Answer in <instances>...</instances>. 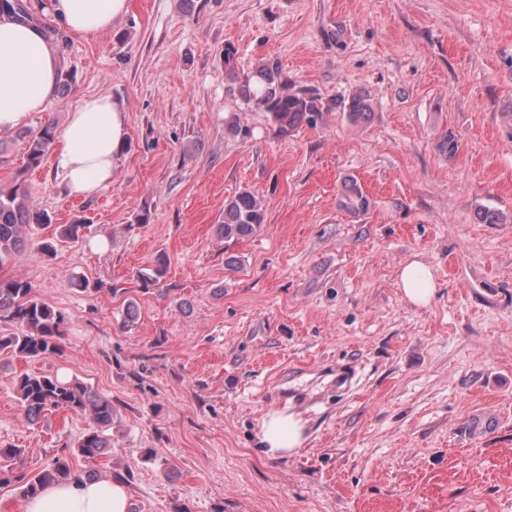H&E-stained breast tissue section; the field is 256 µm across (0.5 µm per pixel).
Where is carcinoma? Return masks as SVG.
Instances as JSON below:
<instances>
[{
  "label": "carcinoma",
  "mask_w": 512,
  "mask_h": 512,
  "mask_svg": "<svg viewBox=\"0 0 512 512\" xmlns=\"http://www.w3.org/2000/svg\"><path fill=\"white\" fill-rule=\"evenodd\" d=\"M235 55L232 46L224 48V67L236 85L238 97L245 104L266 112L269 121L282 135H289L304 125H317L323 114L339 106L353 124L364 123L371 116V99L362 91L334 103L310 89L295 88L275 59H263L248 72L240 73ZM56 133L57 126L52 122L44 123L36 131L20 129L15 133V137L25 143V163L20 173L43 165L56 141ZM341 206L358 217L368 211L370 199L363 188L351 180L344 184ZM265 215L264 196L245 188L224 202V215L217 225V232L224 238L225 245L235 244L256 234L264 224ZM49 223L50 214L31 201L23 182L1 184L0 266L25 249L33 229ZM85 228L83 219L62 225L59 237L37 244V253L53 255L57 242H76L83 236ZM167 267V256L163 253L156 255L152 265L142 268L136 275L138 288L146 293L151 290L164 293L160 284ZM3 322L17 328V332L0 335V352L36 359L60 349L65 315L38 299L33 286L26 280L0 278V323ZM16 394L22 417L30 424L38 422L46 413L58 410L88 416L91 426L76 443L78 455L83 459L94 460L112 448V400L86 384L76 379L63 380L56 375L24 374L17 381ZM69 457L68 453L56 455L48 467L34 475L22 473L11 477L9 471L0 469V483H17L21 496L29 498L46 484L81 477L72 470Z\"/></svg>",
  "instance_id": "1"
}]
</instances>
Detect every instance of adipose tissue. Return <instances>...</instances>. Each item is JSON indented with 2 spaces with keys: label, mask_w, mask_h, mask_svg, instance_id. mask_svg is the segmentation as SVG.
Instances as JSON below:
<instances>
[{
  "label": "adipose tissue",
  "mask_w": 512,
  "mask_h": 512,
  "mask_svg": "<svg viewBox=\"0 0 512 512\" xmlns=\"http://www.w3.org/2000/svg\"><path fill=\"white\" fill-rule=\"evenodd\" d=\"M42 9L76 35L111 30L128 10V0H43ZM60 70L56 52L32 26L0 15V132L14 130L56 96ZM127 134V117L105 95L84 98L68 114L61 130L54 167L70 194L94 195L112 181ZM399 286L407 300L428 304L435 294L434 274L418 260L406 262ZM261 442L271 457L294 452L304 443L303 426L294 415L269 412ZM126 487L112 480H74L45 486L24 512H129Z\"/></svg>",
  "instance_id": "adipose-tissue-1"
}]
</instances>
